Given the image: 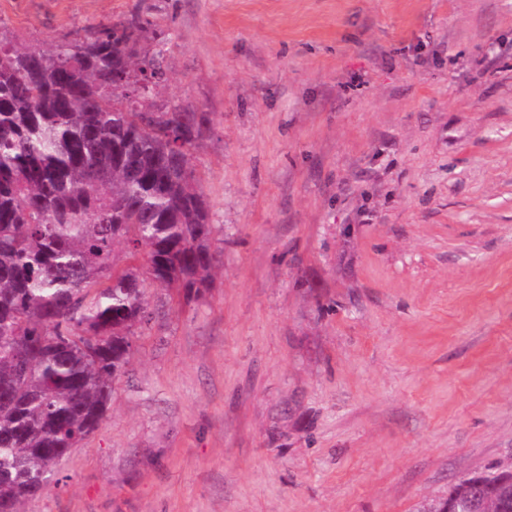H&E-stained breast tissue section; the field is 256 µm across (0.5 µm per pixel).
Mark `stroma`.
Segmentation results:
<instances>
[{
	"label": "stroma",
	"instance_id": "obj_1",
	"mask_svg": "<svg viewBox=\"0 0 512 512\" xmlns=\"http://www.w3.org/2000/svg\"><path fill=\"white\" fill-rule=\"evenodd\" d=\"M154 21L219 263L149 285L109 416L21 512H418L512 469V0H0Z\"/></svg>",
	"mask_w": 512,
	"mask_h": 512
}]
</instances>
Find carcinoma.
<instances>
[{"label":"carcinoma","mask_w":512,"mask_h":512,"mask_svg":"<svg viewBox=\"0 0 512 512\" xmlns=\"http://www.w3.org/2000/svg\"><path fill=\"white\" fill-rule=\"evenodd\" d=\"M148 18L45 50L0 41V512L59 484L106 421L131 336L152 320L138 268L186 300L211 287L213 225L192 164L204 112L148 103L168 80ZM482 476L486 512L512 487Z\"/></svg>","instance_id":"cac0c4a2"}]
</instances>
